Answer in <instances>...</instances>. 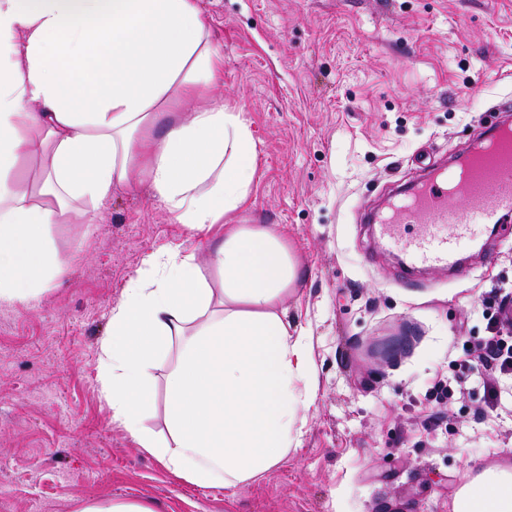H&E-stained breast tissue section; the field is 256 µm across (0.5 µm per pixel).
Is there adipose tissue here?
I'll return each mask as SVG.
<instances>
[{"mask_svg": "<svg viewBox=\"0 0 512 512\" xmlns=\"http://www.w3.org/2000/svg\"><path fill=\"white\" fill-rule=\"evenodd\" d=\"M223 74L197 0H0V302L58 276L52 225L93 223L114 187L147 182L175 223L206 239L207 257L163 251L130 280L100 346L99 394L173 477L234 488L297 444L315 369L311 338L284 307L299 275L287 242L230 221L256 172L248 121L220 104L176 110ZM34 156L41 181L26 186L19 166ZM174 346L162 434L142 416ZM452 512H512V470L473 478Z\"/></svg>", "mask_w": 512, "mask_h": 512, "instance_id": "obj_1", "label": "adipose tissue"}]
</instances>
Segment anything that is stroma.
Returning <instances> with one entry per match:
<instances>
[{"mask_svg":"<svg viewBox=\"0 0 512 512\" xmlns=\"http://www.w3.org/2000/svg\"><path fill=\"white\" fill-rule=\"evenodd\" d=\"M224 76L178 110L243 113L257 168L236 224H269L300 269L284 305L312 340L313 396L282 462L234 489L174 479L98 392L112 308L148 256L206 259L148 186L92 224H56L62 271L0 304V512H77L100 496L156 512H451L512 468V374L476 369L512 296V234L475 224L463 274L419 269L364 223L421 159L453 157L512 98V0H197ZM498 400L487 404V389Z\"/></svg>","mask_w":512,"mask_h":512,"instance_id":"35a3bbf8","label":"stroma"}]
</instances>
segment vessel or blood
<instances>
[{
    "mask_svg": "<svg viewBox=\"0 0 512 512\" xmlns=\"http://www.w3.org/2000/svg\"><path fill=\"white\" fill-rule=\"evenodd\" d=\"M497 110L500 119L454 163L422 164L419 177L374 215L380 236L401 243L412 265H451L469 223L496 224L512 214V100L499 101ZM457 200L465 214L455 210Z\"/></svg>",
    "mask_w": 512,
    "mask_h": 512,
    "instance_id": "vessel-or-blood-1",
    "label": "vessel or blood"
}]
</instances>
